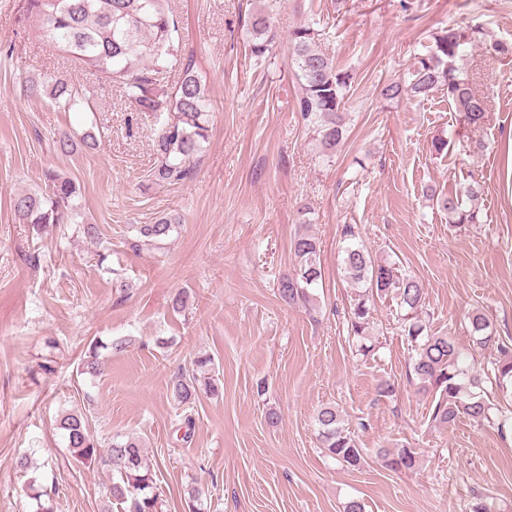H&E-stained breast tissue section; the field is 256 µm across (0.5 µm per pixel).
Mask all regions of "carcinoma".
<instances>
[{"instance_id": "cac0c4a2", "label": "carcinoma", "mask_w": 512, "mask_h": 512, "mask_svg": "<svg viewBox=\"0 0 512 512\" xmlns=\"http://www.w3.org/2000/svg\"><path fill=\"white\" fill-rule=\"evenodd\" d=\"M25 11L36 17V34L42 44L121 85L134 112L154 119L158 125L154 180L160 183L184 180L190 173L191 160L208 139L209 103L194 70L193 58L185 56L175 43L178 21L169 9L168 0H25ZM248 33L251 58L264 61L272 54L277 39L270 14L265 11L253 14ZM318 36L317 29L302 25L289 32L288 42L294 75L301 89L297 111L311 131L319 152L330 158L346 135V96L353 76L337 68L319 49ZM486 44L493 56L512 54V46L506 43H486V33L479 26L450 25L434 33L427 53L416 58L409 83L387 84L380 94L385 99L406 96L425 100L441 91L463 113L466 125L478 130L485 123L490 107L461 77L456 63L467 49ZM173 66L180 69L179 81L172 90L159 91L160 75ZM26 91L35 96L45 93L55 105L67 111L84 112L88 106L85 95L62 78L32 79ZM481 194L482 184L473 178L455 192L436 197V205L448 213L450 224H477L481 213L476 201ZM75 197L73 181L49 170L45 173L44 189L19 195L13 209L20 223L41 230L49 225L74 223ZM179 224L176 216L165 215L140 226L138 232L148 241H162ZM292 248L299 258L298 269L283 278L278 287L281 300L288 305L308 302L310 289L317 287L322 279L316 239L300 235L293 240ZM343 265L351 283L364 288L350 310V333L357 337L366 335L372 309L370 298L394 294L404 311L402 332L415 350L408 378L417 380L423 391L438 395L434 421L450 426L461 414L475 422L490 419L491 406L484 398V376L492 375L500 387L512 388V350L497 343L486 316L474 312L469 317L471 350L482 351L494 345L499 349V356L490 361L482 375L473 372L470 353L460 349L452 337L425 333L426 326L416 317L424 295L419 280L397 274L395 267L375 260L358 243L345 247ZM108 347L120 350L123 342L106 345L92 341L82 371L91 376L100 374V350ZM211 364V357H197L196 369L181 373L173 382V398L183 404L195 399L200 382L198 374L208 372ZM316 421L325 453L343 465L358 466L363 449L346 433L338 410L333 406L323 407ZM57 427L64 431L76 463L89 466L96 461L98 444L82 414L61 415ZM378 458L387 469L406 472L417 466L418 452L407 446L381 448ZM108 465L112 471L114 500L128 504V512H158L159 494L154 474L138 439L113 441Z\"/></svg>"}]
</instances>
